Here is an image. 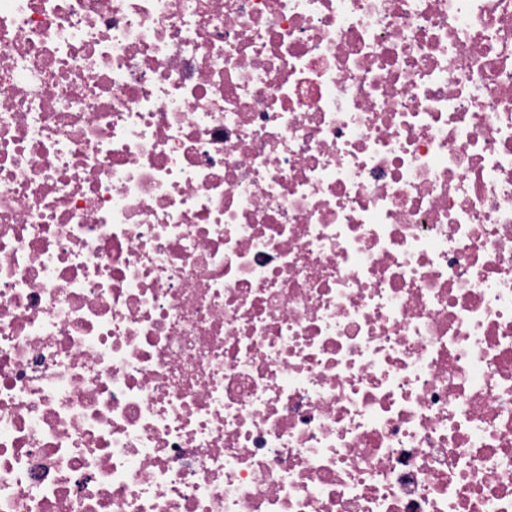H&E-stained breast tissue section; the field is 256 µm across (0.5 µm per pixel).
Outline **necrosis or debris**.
<instances>
[{
  "instance_id": "necrosis-or-debris-1",
  "label": "necrosis or debris",
  "mask_w": 512,
  "mask_h": 512,
  "mask_svg": "<svg viewBox=\"0 0 512 512\" xmlns=\"http://www.w3.org/2000/svg\"><path fill=\"white\" fill-rule=\"evenodd\" d=\"M0 512H512V0H0Z\"/></svg>"
}]
</instances>
